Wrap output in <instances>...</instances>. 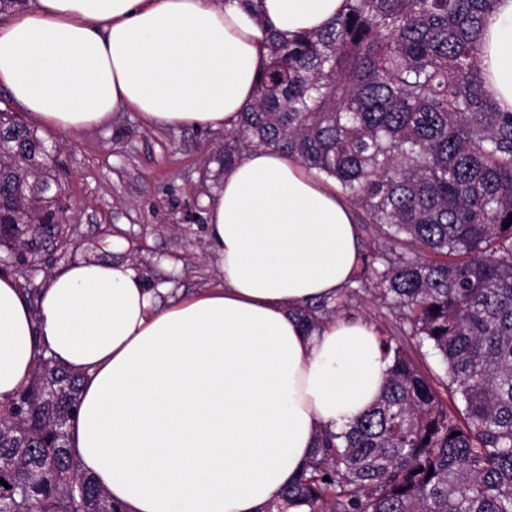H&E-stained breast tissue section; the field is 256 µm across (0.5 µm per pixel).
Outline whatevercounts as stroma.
Here are the masks:
<instances>
[{"instance_id": "stroma-1", "label": "stroma", "mask_w": 512, "mask_h": 512, "mask_svg": "<svg viewBox=\"0 0 512 512\" xmlns=\"http://www.w3.org/2000/svg\"><path fill=\"white\" fill-rule=\"evenodd\" d=\"M41 134L59 148L82 246L110 244L118 228L135 250L138 271L158 267L186 292L221 282L207 232L188 215L204 213L205 198L223 184L213 158L223 131L157 127L139 113L118 112L102 129Z\"/></svg>"}]
</instances>
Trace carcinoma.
<instances>
[{"label": "carcinoma", "instance_id": "1", "mask_svg": "<svg viewBox=\"0 0 512 512\" xmlns=\"http://www.w3.org/2000/svg\"><path fill=\"white\" fill-rule=\"evenodd\" d=\"M495 2L345 0L319 33L269 30L254 99L216 159L271 148L336 180L383 242L361 251L356 283L400 323L381 339L379 399L321 432L266 512H512V112L478 65ZM45 142L0 112V253L25 277L77 234L50 223L64 188ZM357 296L348 284L299 320L315 330ZM425 346L443 374L417 363ZM46 352L0 402V512H125L70 449L83 374Z\"/></svg>", "mask_w": 512, "mask_h": 512}]
</instances>
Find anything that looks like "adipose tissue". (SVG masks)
Returning a JSON list of instances; mask_svg holds the SVG:
<instances>
[{
    "mask_svg": "<svg viewBox=\"0 0 512 512\" xmlns=\"http://www.w3.org/2000/svg\"><path fill=\"white\" fill-rule=\"evenodd\" d=\"M344 0H37L0 24V87L58 132L133 111L164 127L234 130L252 102L269 30L325 29ZM484 88L512 111V0H497L479 52ZM223 272L181 297L148 287L120 253L59 269L33 309L0 272V402L39 347L82 372L70 447L128 512H265L313 453L379 398L391 365L379 333L295 315L334 297L358 258L356 212L333 181L271 149L224 170L206 198Z\"/></svg>",
    "mask_w": 512,
    "mask_h": 512,
    "instance_id": "ef3b65f1",
    "label": "adipose tissue"
}]
</instances>
